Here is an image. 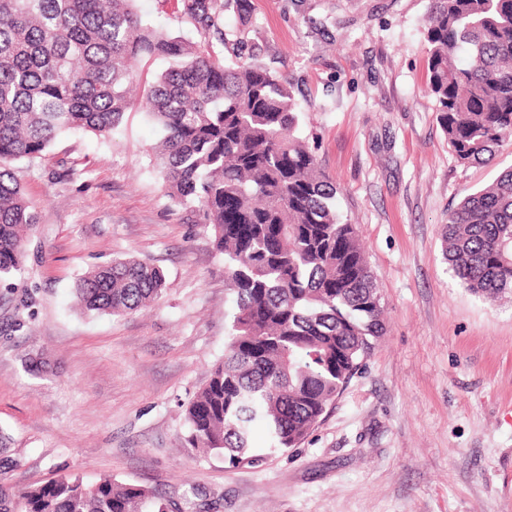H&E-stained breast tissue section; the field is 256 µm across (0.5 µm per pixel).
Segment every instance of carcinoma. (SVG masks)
Instances as JSON below:
<instances>
[{
    "label": "carcinoma",
    "mask_w": 512,
    "mask_h": 512,
    "mask_svg": "<svg viewBox=\"0 0 512 512\" xmlns=\"http://www.w3.org/2000/svg\"><path fill=\"white\" fill-rule=\"evenodd\" d=\"M186 38L145 22L135 0H0V279L21 270L38 214L12 164L62 134L108 138L136 95L160 131L153 161L169 193L202 214L232 298L224 358L185 410L186 442L237 465L297 447L384 335V306L337 188L298 134L288 82L256 59L221 61L250 0H176ZM429 91L456 162L487 165L512 140V0H429ZM171 66L140 83L138 64ZM454 276L495 300L512 291V169L448 212ZM159 268L135 258L75 288L87 312L158 299ZM0 512H166L156 490L79 473L0 486Z\"/></svg>",
    "instance_id": "obj_1"
}]
</instances>
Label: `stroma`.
<instances>
[{
  "instance_id": "obj_1",
  "label": "stroma",
  "mask_w": 512,
  "mask_h": 512,
  "mask_svg": "<svg viewBox=\"0 0 512 512\" xmlns=\"http://www.w3.org/2000/svg\"><path fill=\"white\" fill-rule=\"evenodd\" d=\"M428 0H251L232 64L286 79L300 135L365 246L386 333L305 440L229 465L185 442V409L224 357V259L153 166L140 108L13 170L38 223L0 287V484L77 471L166 496L173 512H512V295L467 291L442 248L450 209L512 167L461 166L428 89ZM163 270L142 311L85 312L79 278L115 259ZM43 353L52 368L31 369Z\"/></svg>"
}]
</instances>
